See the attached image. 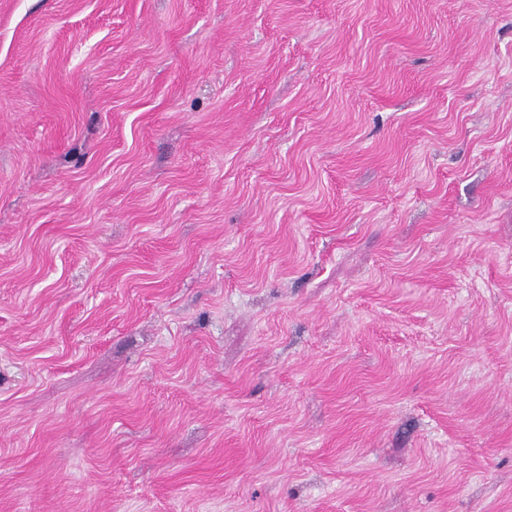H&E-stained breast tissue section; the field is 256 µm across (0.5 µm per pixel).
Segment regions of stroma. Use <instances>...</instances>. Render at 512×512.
<instances>
[{
  "label": "stroma",
  "mask_w": 512,
  "mask_h": 512,
  "mask_svg": "<svg viewBox=\"0 0 512 512\" xmlns=\"http://www.w3.org/2000/svg\"><path fill=\"white\" fill-rule=\"evenodd\" d=\"M0 512H512V0H0Z\"/></svg>",
  "instance_id": "obj_1"
}]
</instances>
